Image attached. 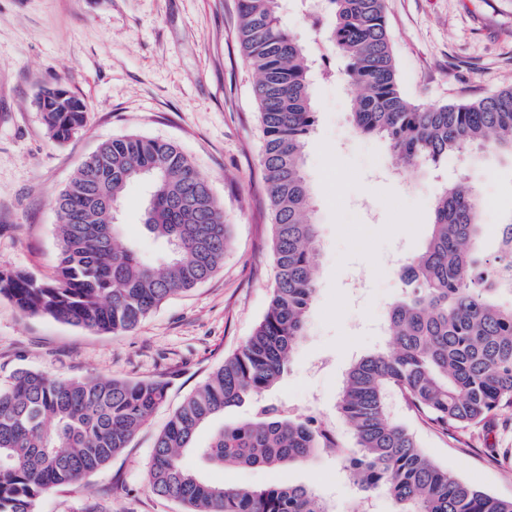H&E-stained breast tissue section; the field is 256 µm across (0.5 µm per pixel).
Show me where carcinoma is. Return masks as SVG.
<instances>
[{
    "label": "carcinoma",
    "instance_id": "1",
    "mask_svg": "<svg viewBox=\"0 0 512 512\" xmlns=\"http://www.w3.org/2000/svg\"><path fill=\"white\" fill-rule=\"evenodd\" d=\"M329 39L348 58L346 83L357 91L354 131L387 141L406 169L434 168L473 145L512 153V87L461 102L421 106L402 91L391 53L385 0H323ZM282 0H239L238 39L256 73L253 94L263 129L261 163L271 214L275 268L268 309L252 335L224 358L174 412L155 438L150 490L187 512H331L308 486L271 483L261 489L217 485L188 469L183 453L197 430L274 386L306 334L316 293L312 273L317 225L304 174L316 122L305 47L284 27ZM45 88L37 108L50 137L64 142L86 126L75 95L57 100ZM150 178L142 224L170 248L148 263L122 238L113 212L125 187ZM60 239L51 283L0 269V295L21 310L102 332L135 330L158 306L212 277L232 246L230 225L207 179L177 144L129 134L103 142L55 198ZM475 190L459 179L434 204L424 248L401 266L404 288L389 306L390 347L356 360L337 411L353 432L341 442L317 417L291 415L277 404L222 425L198 449L222 468L276 469L334 456L365 493L384 489L396 512H512V499L482 491L439 467L414 433L392 419L387 397L398 395L417 415L446 430L487 425L512 409V224L493 257L483 250ZM167 397L161 380L92 381L19 369L0 388V512H34L45 492L80 481L128 447Z\"/></svg>",
    "mask_w": 512,
    "mask_h": 512
}]
</instances>
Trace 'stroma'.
Listing matches in <instances>:
<instances>
[{
    "label": "stroma",
    "mask_w": 512,
    "mask_h": 512,
    "mask_svg": "<svg viewBox=\"0 0 512 512\" xmlns=\"http://www.w3.org/2000/svg\"><path fill=\"white\" fill-rule=\"evenodd\" d=\"M392 54L404 94L441 105L512 85V0H385ZM284 24L312 62L316 122L305 174L319 226L317 290L307 332L265 402L297 414L317 412L352 439L335 403L350 362L388 347L381 318L402 284L395 271L420 251L435 198L459 178L493 200L482 225L512 222V156L472 149L440 169L398 172L387 142L355 133L348 60L334 47L316 0H287ZM238 0H0V268L50 282L60 241L54 200L105 140L137 134L177 143L212 186L233 246L206 282L161 304L131 332L112 334L20 310L0 296V385L27 368L52 376H100L168 385L166 401L129 447L96 474L41 496L35 512H183L153 493L147 470L156 435L182 401L237 350L267 310L274 282L270 210L260 163L263 133L253 97L256 75L237 38ZM59 84L83 100L85 128L50 139L36 107ZM149 197L130 183L115 212L146 259L165 252L142 224ZM365 278L352 294L354 275ZM390 416L406 424L438 465L491 495L512 498V466L488 445L512 448V411L495 417L489 438L442 432L398 396ZM214 432L202 426L187 468L215 484L260 489L271 481L307 485L333 512H395L385 491L364 498L330 455L271 472L213 468L198 451Z\"/></svg>",
    "instance_id": "35a3bbf8"
}]
</instances>
